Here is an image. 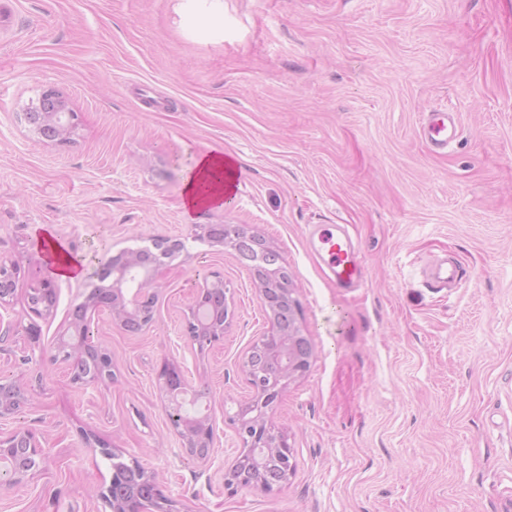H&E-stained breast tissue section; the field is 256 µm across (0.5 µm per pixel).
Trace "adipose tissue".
Returning <instances> with one entry per match:
<instances>
[{
    "label": "adipose tissue",
    "mask_w": 512,
    "mask_h": 512,
    "mask_svg": "<svg viewBox=\"0 0 512 512\" xmlns=\"http://www.w3.org/2000/svg\"><path fill=\"white\" fill-rule=\"evenodd\" d=\"M241 168L238 159L214 149L198 156L190 170L182 192L186 214H193L205 207H223L231 202L236 190ZM33 237L37 243L47 244L46 262L54 275L62 278L82 276L83 258L70 254L65 246L55 240L52 231L44 225L35 226Z\"/></svg>",
    "instance_id": "ef3b65f1"
}]
</instances>
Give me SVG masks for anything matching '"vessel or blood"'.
<instances>
[{
	"instance_id": "b4317fda",
	"label": "vessel or blood",
	"mask_w": 512,
	"mask_h": 512,
	"mask_svg": "<svg viewBox=\"0 0 512 512\" xmlns=\"http://www.w3.org/2000/svg\"><path fill=\"white\" fill-rule=\"evenodd\" d=\"M456 133L455 119L447 112L432 113L423 128V134L434 147L444 148ZM315 234L318 251L342 288L359 287L363 281V266L356 254L348 231L337 224L317 226Z\"/></svg>"
}]
</instances>
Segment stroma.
I'll return each instance as SVG.
<instances>
[{"label":"stroma","instance_id":"1","mask_svg":"<svg viewBox=\"0 0 512 512\" xmlns=\"http://www.w3.org/2000/svg\"><path fill=\"white\" fill-rule=\"evenodd\" d=\"M50 88L77 115L66 144L24 118ZM434 112L457 120L442 151L421 132ZM214 147L242 163L235 197L186 218L185 173ZM37 224L89 273L152 238L185 241L151 327L90 313L112 382L74 385L51 361L92 281L57 279L54 313L34 316L27 291L49 275ZM197 224L272 243L314 346L271 416L296 469L269 492L223 480L250 395L242 360L268 319L249 267L193 241ZM316 224L348 226L362 287H337ZM445 259L460 279L431 287ZM1 261L21 276L0 378L27 401L0 431H33L44 461L0 490V512H110L97 493L112 462L89 433L154 472L179 512H512V0H0ZM209 272L229 325L201 354L183 326ZM167 361L210 396L208 461L165 413Z\"/></svg>","mask_w":512,"mask_h":512}]
</instances>
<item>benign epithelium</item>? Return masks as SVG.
Masks as SVG:
<instances>
[{
  "label": "benign epithelium",
  "mask_w": 512,
  "mask_h": 512,
  "mask_svg": "<svg viewBox=\"0 0 512 512\" xmlns=\"http://www.w3.org/2000/svg\"><path fill=\"white\" fill-rule=\"evenodd\" d=\"M45 94L55 98V107L50 111H36L34 126L37 133L45 132L50 140L65 143L74 130L77 115L56 97L54 90H47ZM242 232L244 229L234 226L231 235L226 236L224 225L204 224L195 226L192 238L210 246L217 244L236 251L237 234ZM246 236L255 242L250 271L262 306L270 315V328L252 342L243 358L242 370L251 389V397L240 405L232 424L242 441L238 455L256 450L264 457L277 458L285 475L289 476L294 466L292 447L288 443V435L271 426L268 411L282 398L288 383L308 371L313 348L308 337L300 334L297 325L280 323L279 306L286 303L296 312L299 304L294 297L291 279L283 275L279 255L266 239L249 232ZM184 250L185 242L181 238H155L149 248L128 249L110 257L93 272L101 282L112 279L108 285L110 295L102 299L94 288L77 305L76 311L81 313L86 308L103 306L110 312L112 322L122 328L135 316L141 317L142 327L151 326L154 323L155 297L152 288L157 285L160 269L165 265L164 259H172ZM20 273L18 264L0 263L1 309L10 305ZM56 297L55 282L51 279L41 281L29 297L31 311L37 316L52 315ZM227 317L224 278L214 273L204 278L203 284L195 291L194 302L185 319L184 336L192 347L202 352L224 338ZM74 327L79 341L75 344L59 341L52 361L70 366L71 380L81 386L112 380V355L91 342L90 324L79 315L75 317ZM159 380L164 394V409L186 453L199 461L208 460L214 451V426L210 414L192 418H184L180 414L186 397L195 402L205 398L206 392L192 385L190 377L178 363L163 364ZM11 453L15 458L5 470L6 478H0V484L17 486L33 477L37 467L29 466L28 460L42 461L43 450L31 431L17 429L6 435L0 434V458ZM112 458L115 459L113 475L133 471L142 477L148 492L137 497L132 504L126 498L113 496V485H108L100 497L111 512H147L151 507L155 512H179L174 502L159 494L154 476L139 462L127 463L116 453Z\"/></svg>",
  "instance_id": "1"
}]
</instances>
